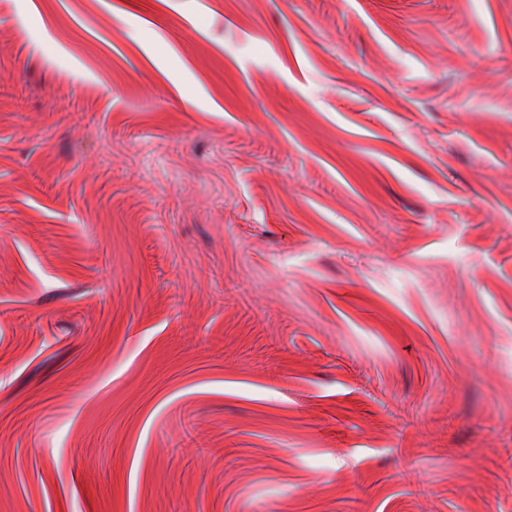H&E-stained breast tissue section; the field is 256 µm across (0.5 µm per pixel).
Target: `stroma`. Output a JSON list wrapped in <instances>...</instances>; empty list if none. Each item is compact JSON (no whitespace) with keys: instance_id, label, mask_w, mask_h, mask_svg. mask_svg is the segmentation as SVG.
Segmentation results:
<instances>
[{"instance_id":"stroma-1","label":"stroma","mask_w":512,"mask_h":512,"mask_svg":"<svg viewBox=\"0 0 512 512\" xmlns=\"http://www.w3.org/2000/svg\"><path fill=\"white\" fill-rule=\"evenodd\" d=\"M0 512H512V0H0Z\"/></svg>"}]
</instances>
